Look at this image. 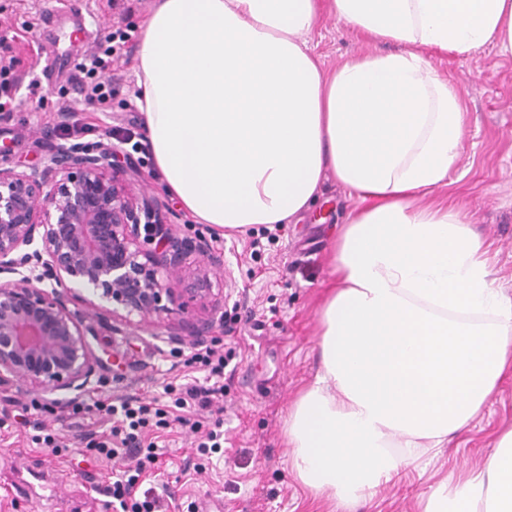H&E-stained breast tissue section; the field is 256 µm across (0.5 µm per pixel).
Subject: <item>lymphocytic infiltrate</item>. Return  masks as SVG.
Wrapping results in <instances>:
<instances>
[{
    "instance_id": "f902f5d3",
    "label": "lymphocytic infiltrate",
    "mask_w": 512,
    "mask_h": 512,
    "mask_svg": "<svg viewBox=\"0 0 512 512\" xmlns=\"http://www.w3.org/2000/svg\"><path fill=\"white\" fill-rule=\"evenodd\" d=\"M113 61V49L108 46L88 52L79 64V84L89 100L103 105L111 98L107 72ZM225 363L223 351L205 347L192 352L185 361L188 372L181 382L164 387L172 398L168 404L146 402L136 396L96 398V408L109 415L112 423L90 432L88 446L101 459L116 463L108 491L121 512H162L160 498L144 487L151 465L159 458L158 444L149 438L151 431L177 426L198 434V453L220 452L223 430L204 429L199 415L211 411L218 396L223 395Z\"/></svg>"
}]
</instances>
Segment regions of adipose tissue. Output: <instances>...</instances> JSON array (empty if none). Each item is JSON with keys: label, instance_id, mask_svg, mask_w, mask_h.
Wrapping results in <instances>:
<instances>
[{"label": "adipose tissue", "instance_id": "1", "mask_svg": "<svg viewBox=\"0 0 512 512\" xmlns=\"http://www.w3.org/2000/svg\"><path fill=\"white\" fill-rule=\"evenodd\" d=\"M388 53L324 68L322 11ZM512 54V0H154L138 103L165 189L201 223L289 224L326 176L351 207L332 245L320 370L290 407V467L356 512L465 429L512 375V297L468 211L436 197L462 149L457 87L423 48ZM422 512H512V428L433 481Z\"/></svg>", "mask_w": 512, "mask_h": 512}]
</instances>
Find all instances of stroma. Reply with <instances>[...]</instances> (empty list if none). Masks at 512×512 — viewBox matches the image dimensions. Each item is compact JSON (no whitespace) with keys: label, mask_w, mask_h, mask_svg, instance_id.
I'll list each match as a JSON object with an SVG mask.
<instances>
[{"label":"stroma","mask_w":512,"mask_h":512,"mask_svg":"<svg viewBox=\"0 0 512 512\" xmlns=\"http://www.w3.org/2000/svg\"><path fill=\"white\" fill-rule=\"evenodd\" d=\"M151 2L117 0L111 8L106 0H85V24L97 40L118 30L129 35L116 45L125 62L111 72L112 100L103 112L71 81L89 49L85 42L70 43L71 18L48 28L39 23L43 12L60 8L63 0H0V56L19 60L18 108L11 120L0 121V165L22 170L40 165L59 140L61 107L94 126L93 141L110 142L114 131L145 140L134 61ZM309 46L329 65L373 49L364 36L327 14L317 20ZM61 53L68 55L69 67L45 72L46 56ZM424 54L457 85L467 112L460 160L439 195L474 212L478 231L491 245L498 284L512 296V55L490 45L467 57L429 48ZM120 163L135 171L131 188L157 198L165 223L178 225L185 236L210 238L223 251L224 267L211 278L214 294L224 297V325L216 329L214 345L236 350L224 369L223 458L210 463L193 455L189 433L173 430L165 436L168 454L183 468L159 469L155 494L166 512H327L290 474L284 427L292 403L319 368L318 312L331 284V244L350 206L343 190L327 180L316 206L268 241L261 225L228 231L198 223L164 189L151 154L131 152ZM88 326L97 357L94 390L167 403L164 386L184 374L186 344L135 327L115 334L94 319ZM107 424L105 413L93 407L73 413L68 393L1 382L0 454L8 459L0 462V512H117L103 490L112 467L86 448L88 431ZM41 425L57 433L62 449L32 443ZM508 426L511 376L484 413L433 461L432 470L444 474L478 465ZM428 484L411 478L388 485L358 512H419L418 496Z\"/></svg>","instance_id":"obj_1"}]
</instances>
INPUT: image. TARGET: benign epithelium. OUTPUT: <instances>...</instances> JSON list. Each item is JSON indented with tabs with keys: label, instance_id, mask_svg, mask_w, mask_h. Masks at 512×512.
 Instances as JSON below:
<instances>
[{
	"label": "benign epithelium",
	"instance_id": "1",
	"mask_svg": "<svg viewBox=\"0 0 512 512\" xmlns=\"http://www.w3.org/2000/svg\"><path fill=\"white\" fill-rule=\"evenodd\" d=\"M122 150L55 144L30 171L0 166V382L17 379L48 392L90 391L93 350L86 318L72 307V285L112 304V331L121 325L158 330L162 315L182 314V331L197 345L210 341L224 308L210 301V274L224 266L205 239L180 236L163 222L158 202L125 185L113 158ZM196 253L201 263L185 289L204 309L188 311L169 281Z\"/></svg>",
	"mask_w": 512,
	"mask_h": 512
}]
</instances>
